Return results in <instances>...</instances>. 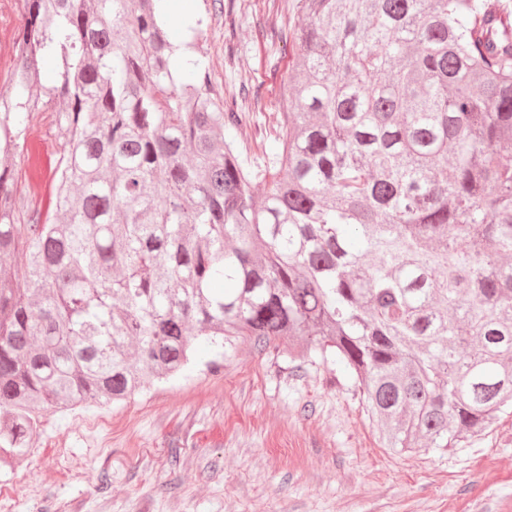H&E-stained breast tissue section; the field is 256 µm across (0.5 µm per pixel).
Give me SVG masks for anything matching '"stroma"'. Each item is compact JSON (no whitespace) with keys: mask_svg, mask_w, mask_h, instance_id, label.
Masks as SVG:
<instances>
[{"mask_svg":"<svg viewBox=\"0 0 512 512\" xmlns=\"http://www.w3.org/2000/svg\"><path fill=\"white\" fill-rule=\"evenodd\" d=\"M295 5L175 0L165 21L179 44L208 15L211 83L240 95L258 159L293 60L272 32L298 22ZM215 354L197 342L181 374L127 402L45 412L27 460L0 469V512H512V413L467 447L399 454L334 358L238 341L214 375Z\"/></svg>","mask_w":512,"mask_h":512,"instance_id":"35a3bbf8","label":"stroma"}]
</instances>
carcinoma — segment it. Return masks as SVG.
Wrapping results in <instances>:
<instances>
[{
  "label": "carcinoma",
  "instance_id": "carcinoma-1",
  "mask_svg": "<svg viewBox=\"0 0 512 512\" xmlns=\"http://www.w3.org/2000/svg\"><path fill=\"white\" fill-rule=\"evenodd\" d=\"M18 2L0 154L64 137L37 199L0 162V468L201 337L336 357L399 453L512 409V0H299L260 161L157 0Z\"/></svg>",
  "mask_w": 512,
  "mask_h": 512
}]
</instances>
